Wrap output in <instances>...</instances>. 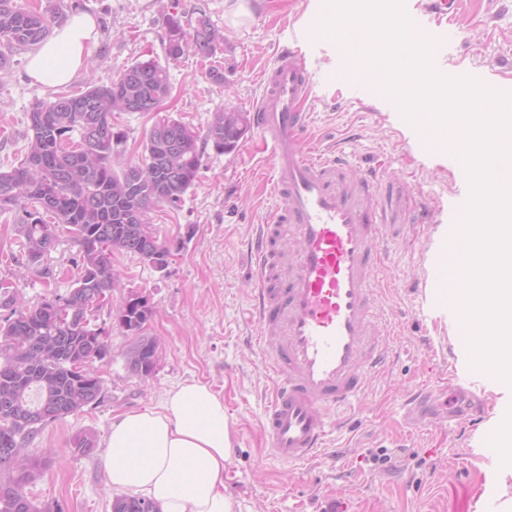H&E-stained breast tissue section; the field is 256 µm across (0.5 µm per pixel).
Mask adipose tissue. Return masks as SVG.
<instances>
[{
	"instance_id": "1",
	"label": "adipose tissue",
	"mask_w": 512,
	"mask_h": 512,
	"mask_svg": "<svg viewBox=\"0 0 512 512\" xmlns=\"http://www.w3.org/2000/svg\"><path fill=\"white\" fill-rule=\"evenodd\" d=\"M96 20L71 18L40 43L28 74L62 86L84 70ZM233 448V424L223 397L199 381L168 391L159 406L115 417L106 440L110 486L145 497L159 512H234L224 492Z\"/></svg>"
}]
</instances>
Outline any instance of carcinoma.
Masks as SVG:
<instances>
[{
	"label": "carcinoma",
	"instance_id": "1",
	"mask_svg": "<svg viewBox=\"0 0 512 512\" xmlns=\"http://www.w3.org/2000/svg\"><path fill=\"white\" fill-rule=\"evenodd\" d=\"M53 12L22 8L0 0V68L13 53L36 46L51 32ZM223 35L202 11L165 15L164 50L170 61L191 49L202 57L216 51ZM125 79L89 85L81 93H59L33 104L28 115L27 146L21 163L0 170V213L20 212L16 230L25 240L28 260L46 253L48 233L65 226L79 247L81 275L65 296L47 297L28 307L13 298L0 280V512H62L60 505L39 510L23 484L34 466L25 447L50 422L85 407L72 400L84 393L90 402L104 381L88 366L109 354L105 331L91 324L87 304L108 297L114 269L112 255L125 252L149 261L167 242L149 240L140 225L165 204L176 206L195 185L202 166L199 135L169 115L153 123L140 159L115 169L112 158L124 134L112 116L151 112L170 95L168 69L150 58L124 71ZM225 107L213 112L203 140L218 153H231L250 129L224 123ZM78 138H73V135ZM152 310L144 297L130 298L114 314L116 324L136 337L125 353L126 368L141 378L153 376L158 350L144 328ZM112 512H158L149 499L117 496Z\"/></svg>",
	"mask_w": 512,
	"mask_h": 512
}]
</instances>
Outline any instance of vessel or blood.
Returning <instances> with one entry per match:
<instances>
[{
    "label": "vessel or blood",
    "mask_w": 512,
    "mask_h": 512,
    "mask_svg": "<svg viewBox=\"0 0 512 512\" xmlns=\"http://www.w3.org/2000/svg\"><path fill=\"white\" fill-rule=\"evenodd\" d=\"M410 20L415 38L435 39V53L455 39L453 28L427 25L423 14ZM300 42L293 36L278 53L252 112L259 138L271 147L279 201L251 249L252 315L273 380L263 430L269 454L288 465L320 452L339 411L360 403L369 376L387 361L382 339L390 330L379 315L377 286L387 270L384 240L395 224L438 219L385 182L380 166L356 174L345 151L308 147L313 82ZM410 131L422 152L438 149L429 123ZM470 197L456 192L443 223L458 228Z\"/></svg>",
    "instance_id": "1"
}]
</instances>
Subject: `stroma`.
Wrapping results in <instances>:
<instances>
[{"label":"stroma","mask_w":512,"mask_h":512,"mask_svg":"<svg viewBox=\"0 0 512 512\" xmlns=\"http://www.w3.org/2000/svg\"><path fill=\"white\" fill-rule=\"evenodd\" d=\"M18 5H60L63 18L87 12L97 21L92 68L70 83H107L136 61L164 60L163 18L171 10H205L224 36L214 55L186 52L169 65L171 94L164 114L205 132L213 112L232 107L251 112L263 93L262 74L270 69L291 30L327 10L326 0H16ZM458 36L443 55V71L472 69L512 82V0H458ZM30 50L14 53L0 70V169L23 156L27 114L49 88L29 77ZM304 61L314 82L310 146L351 152L357 168L386 160L384 176L406 192L442 209L461 183L448 164L450 133H441L438 151L418 154L409 140L398 98L383 93L377 80L348 47L320 40ZM224 72L223 84L210 82V68ZM155 117L123 112L115 126L124 132L121 157L138 159ZM271 151L256 130L237 149L217 153L205 146L199 178L177 207L151 213L160 239L173 245V259L159 271L130 254L112 258L119 280L111 298L96 309L92 324L106 331L109 356L95 362L105 384L95 403L49 423L28 447L42 468L25 488L38 507L61 505L64 512H112L117 492L102 465L114 417L155 407L171 388L191 380L208 384L224 398L234 423L235 446L225 492L235 512H482L488 490L499 489L502 468L512 465V434L489 420L512 405V394L488 392L473 375L471 392L481 410L449 417L455 403L451 379L460 363L451 342L456 330L429 308L423 284L426 258L445 251L442 224H417L385 242L389 273L379 281L383 316L395 327L386 337L389 363L371 376L360 408L334 432L317 458L288 466L271 458L261 422L272 380L255 342L250 316L254 270L248 244L256 225L266 223L276 200L259 181L271 174ZM17 213L0 214V278L15 276L26 305L66 294L79 269L78 248L58 230L53 250L28 263ZM143 296L153 309L146 333L156 339L160 361L149 379L125 364L133 341L116 325V308ZM94 436L96 448L72 451L76 434ZM504 450L486 461L477 449L487 438Z\"/></svg>","instance_id":"obj_1"}]
</instances>
